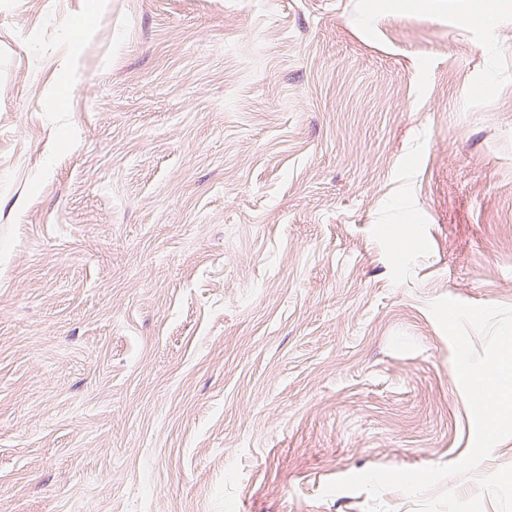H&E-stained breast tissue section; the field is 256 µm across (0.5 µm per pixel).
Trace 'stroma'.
Here are the masks:
<instances>
[{"instance_id": "stroma-1", "label": "stroma", "mask_w": 512, "mask_h": 512, "mask_svg": "<svg viewBox=\"0 0 512 512\" xmlns=\"http://www.w3.org/2000/svg\"><path fill=\"white\" fill-rule=\"evenodd\" d=\"M0 0V512H367L512 307V0ZM512 466V437L468 498Z\"/></svg>"}]
</instances>
